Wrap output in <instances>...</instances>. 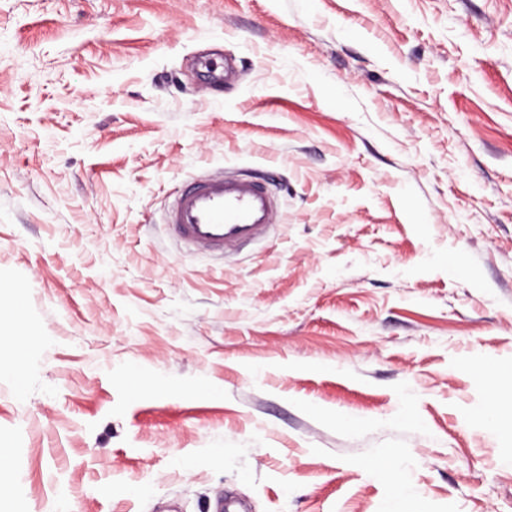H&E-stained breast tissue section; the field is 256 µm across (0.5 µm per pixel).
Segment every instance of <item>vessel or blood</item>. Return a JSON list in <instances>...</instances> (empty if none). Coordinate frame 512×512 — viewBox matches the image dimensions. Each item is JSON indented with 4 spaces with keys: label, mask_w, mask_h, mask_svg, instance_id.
<instances>
[{
    "label": "vessel or blood",
    "mask_w": 512,
    "mask_h": 512,
    "mask_svg": "<svg viewBox=\"0 0 512 512\" xmlns=\"http://www.w3.org/2000/svg\"><path fill=\"white\" fill-rule=\"evenodd\" d=\"M275 217L276 202L263 179L217 172L178 193L166 224L186 246L221 255L263 240Z\"/></svg>",
    "instance_id": "obj_1"
}]
</instances>
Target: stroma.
Returning <instances> with one entry per match:
<instances>
[{
  "label": "stroma",
  "instance_id": "stroma-1",
  "mask_svg": "<svg viewBox=\"0 0 512 512\" xmlns=\"http://www.w3.org/2000/svg\"><path fill=\"white\" fill-rule=\"evenodd\" d=\"M216 170L269 239L172 237ZM1 280L11 512H512L469 370L512 363V0H0ZM276 202L259 177L212 173L182 189L166 214L173 236L197 251L224 255L263 240Z\"/></svg>",
  "mask_w": 512,
  "mask_h": 512
}]
</instances>
